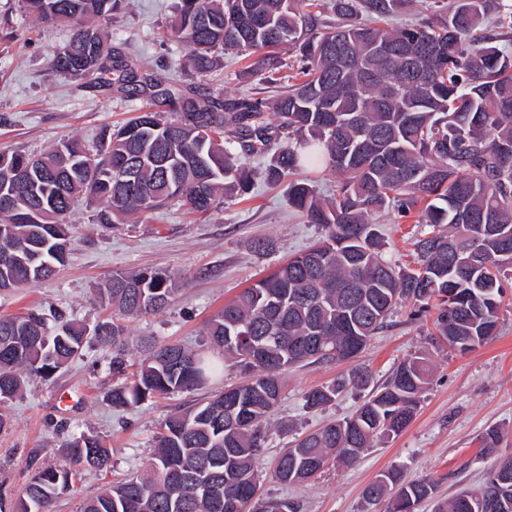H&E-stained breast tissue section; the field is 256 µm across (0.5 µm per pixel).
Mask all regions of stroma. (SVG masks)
Returning <instances> with one entry per match:
<instances>
[{"label":"stroma","mask_w":512,"mask_h":512,"mask_svg":"<svg viewBox=\"0 0 512 512\" xmlns=\"http://www.w3.org/2000/svg\"><path fill=\"white\" fill-rule=\"evenodd\" d=\"M177 0H126L106 25L113 46L129 57L138 74H151L197 98L223 89L225 97L266 95L264 83L239 81L247 58L221 56L217 68L201 76L185 65L186 49L166 37ZM70 35L67 27L36 21L18 0H0V150L38 154L58 141L76 138L96 148L107 129L145 108H160L150 94L135 97L64 80L51 67L55 50ZM97 206L79 202L71 223L68 264L44 282L0 290V317L31 310L61 309L88 325L109 318L91 301L116 270L159 269L170 272L178 300L158 314L130 322V340L153 336L189 347L203 341L205 323L239 290L253 284L276 263L287 260L319 238L317 225L306 223L288 202V184L255 180L249 194L225 198L206 215L189 213L174 202L150 219L105 228L95 221ZM384 254L395 266H415L412 242L421 231L414 216L386 211L379 219ZM271 248L254 251L252 242ZM410 305L397 308L386 328L369 342L356 363L299 364L283 376L282 401L270 420L268 451L259 465L265 498H292L302 512H389L388 500L364 506L363 491L382 471L397 469L404 480L431 478L432 500L418 512H434L459 488L477 487L496 459L480 452V438L498 428L503 453H512V285L498 312L497 330L482 345L459 353L429 335L431 318L413 319ZM433 363L418 412L397 438L364 453L356 463L331 464L313 481L285 487L273 477V459L307 432L352 414L364 390L349 386L323 410L303 406L306 391L349 376L353 368L369 373L372 385L386 381L394 367L415 354ZM105 351L90 345L67 367L50 376L28 375L23 392L0 404L10 425L0 432V499L18 498L37 468L59 461L60 450L74 436L94 434L112 450L111 466L78 475L75 490L60 497L53 512H79L81 503L106 486L146 470L154 439L165 417L191 407L241 377L225 366L223 377L206 388L145 402L122 411L106 396L118 379L108 369Z\"/></svg>","instance_id":"1"}]
</instances>
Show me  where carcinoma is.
Instances as JSON below:
<instances>
[{
	"label": "carcinoma",
	"instance_id": "cac0c4a2",
	"mask_svg": "<svg viewBox=\"0 0 512 512\" xmlns=\"http://www.w3.org/2000/svg\"><path fill=\"white\" fill-rule=\"evenodd\" d=\"M417 0H177L169 38L188 48V65L207 75L226 51L261 56L239 74L273 84L285 47L300 54L292 84L272 98L209 96L201 101L136 78L112 47L100 21L125 8L124 0H21L42 22L70 28L52 66L65 79L108 87L126 96L146 87L178 112L164 120L142 112L113 127L97 153L64 141L39 155L30 187L12 173L31 156L0 150V227L14 259L0 258V289L52 278L65 265L74 204L101 203L97 223H126L180 201L195 213L216 211L228 195H245L250 176L239 154L268 148L278 132L295 144L274 150L269 182L325 163L336 173V197L325 199L314 181L290 183V203L322 239L224 303L207 323L196 349L150 343L131 360L124 317L159 313L178 289L162 271L112 272L94 300L119 317L92 328L59 312L53 325L35 312L0 318V403L16 397L24 375L51 374L95 341L111 349L109 368L125 380L107 399L114 407L200 389L219 371L224 355L243 380L167 417L156 437L147 473L130 477L85 501L80 512H299L300 503L260 497L258 463L266 451L267 420L281 400L283 372L303 362L350 361L387 326L394 308L412 315L435 310L436 335L464 353L494 335L505 284L512 278V0H429L412 24L392 20ZM325 9L336 25L323 24ZM494 15L500 36H479ZM417 212L428 230L414 239L418 265L396 269L384 257L377 214ZM245 333L264 345L261 361ZM431 375V362L412 356L372 389L349 416L296 440L280 452V484L298 485L330 459L356 462L364 451L398 437L412 422ZM346 380L305 393L317 411ZM496 428L482 451L498 453ZM62 462L31 476L15 512H50L74 488L80 470L104 471L112 450L81 434L61 449ZM436 482H404L380 473L364 490L372 504L388 496L389 512H416ZM436 512H512V457L505 455L476 489L464 488Z\"/></svg>",
	"mask_w": 512,
	"mask_h": 512
}]
</instances>
